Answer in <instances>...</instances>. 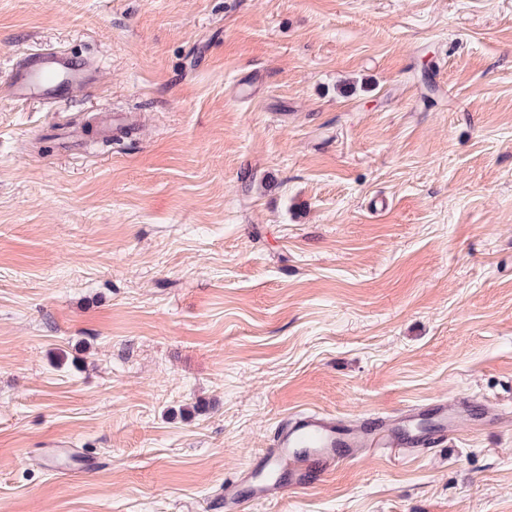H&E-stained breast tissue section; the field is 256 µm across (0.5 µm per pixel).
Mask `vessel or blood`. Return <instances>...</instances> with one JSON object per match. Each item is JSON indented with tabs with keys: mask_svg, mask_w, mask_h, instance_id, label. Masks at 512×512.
<instances>
[{
	"mask_svg": "<svg viewBox=\"0 0 512 512\" xmlns=\"http://www.w3.org/2000/svg\"><path fill=\"white\" fill-rule=\"evenodd\" d=\"M93 60L65 51L21 54L0 97L8 101L63 104L91 92ZM471 417L470 406L440 400L430 407L410 406L397 415L369 416L352 423L315 410H298L281 421L267 446L244 469L224 481L226 512H249L256 504L311 487L341 464L365 454L398 450L419 452L447 439Z\"/></svg>",
	"mask_w": 512,
	"mask_h": 512,
	"instance_id": "1",
	"label": "vessel or blood"
}]
</instances>
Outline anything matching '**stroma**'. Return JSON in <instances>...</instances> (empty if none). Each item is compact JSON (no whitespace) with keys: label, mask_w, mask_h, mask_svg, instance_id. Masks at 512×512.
Here are the masks:
<instances>
[{"label":"stroma","mask_w":512,"mask_h":512,"mask_svg":"<svg viewBox=\"0 0 512 512\" xmlns=\"http://www.w3.org/2000/svg\"><path fill=\"white\" fill-rule=\"evenodd\" d=\"M47 47L99 78L0 99V512H224L289 412L442 399L504 421L254 512H512V0H0V84Z\"/></svg>","instance_id":"1"}]
</instances>
